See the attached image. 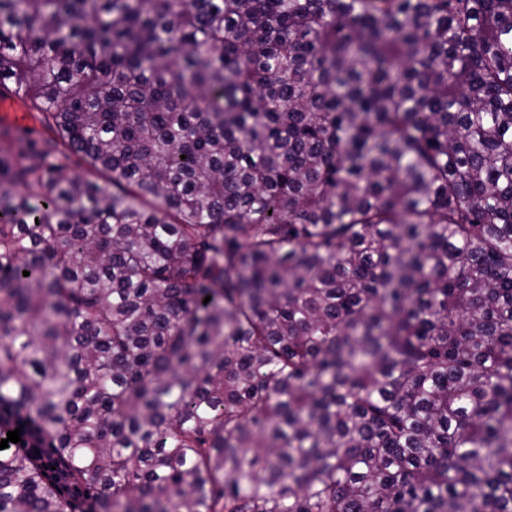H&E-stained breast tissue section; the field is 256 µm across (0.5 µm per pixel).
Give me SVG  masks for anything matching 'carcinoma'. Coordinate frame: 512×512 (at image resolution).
I'll list each match as a JSON object with an SVG mask.
<instances>
[{
	"mask_svg": "<svg viewBox=\"0 0 512 512\" xmlns=\"http://www.w3.org/2000/svg\"><path fill=\"white\" fill-rule=\"evenodd\" d=\"M6 93L0 399L98 512H512V0H0Z\"/></svg>",
	"mask_w": 512,
	"mask_h": 512,
	"instance_id": "carcinoma-1",
	"label": "carcinoma"
}]
</instances>
